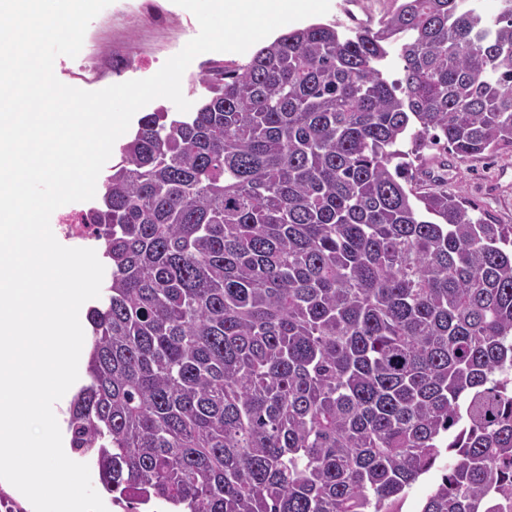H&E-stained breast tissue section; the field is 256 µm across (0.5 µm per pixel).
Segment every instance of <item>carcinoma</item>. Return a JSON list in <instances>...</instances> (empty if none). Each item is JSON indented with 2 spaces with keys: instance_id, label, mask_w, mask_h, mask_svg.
I'll use <instances>...</instances> for the list:
<instances>
[{
  "instance_id": "carcinoma-1",
  "label": "carcinoma",
  "mask_w": 512,
  "mask_h": 512,
  "mask_svg": "<svg viewBox=\"0 0 512 512\" xmlns=\"http://www.w3.org/2000/svg\"><path fill=\"white\" fill-rule=\"evenodd\" d=\"M390 2L215 64L107 168L67 424L115 500L400 512L439 468L420 512H512V224L422 154L512 147V0ZM440 472L431 471L422 480H420L411 490L409 496L402 505L403 512H417V505L429 492L432 486L439 482Z\"/></svg>"
}]
</instances>
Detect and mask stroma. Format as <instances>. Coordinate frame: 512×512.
<instances>
[{"label":"stroma","instance_id":"35a3bbf8","mask_svg":"<svg viewBox=\"0 0 512 512\" xmlns=\"http://www.w3.org/2000/svg\"><path fill=\"white\" fill-rule=\"evenodd\" d=\"M140 0H113L90 23V41L84 42L77 57H58L54 72L61 82H68L71 69L89 55L125 53L133 66L112 73L108 84L145 79L157 73L167 59L177 54L189 41L185 28L193 15L173 0H160L171 22L152 26L145 22L139 9ZM389 0H331L329 12L322 22L334 21L347 28H377L389 8ZM244 53L208 52L198 55L182 77V92L192 103H200L204 95L201 78L211 62L247 61ZM442 174L449 192L465 197L475 215H482L498 224H512V150L503 149L480 158L461 160L447 156Z\"/></svg>","mask_w":512,"mask_h":512}]
</instances>
